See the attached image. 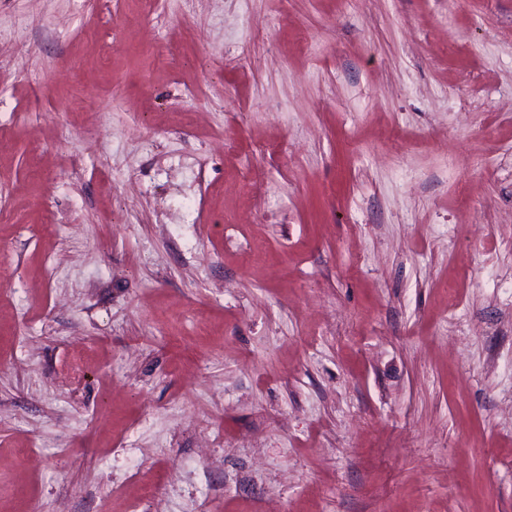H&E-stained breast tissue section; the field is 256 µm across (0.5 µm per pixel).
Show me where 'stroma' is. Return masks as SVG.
<instances>
[{
  "label": "stroma",
  "instance_id": "obj_1",
  "mask_svg": "<svg viewBox=\"0 0 512 512\" xmlns=\"http://www.w3.org/2000/svg\"><path fill=\"white\" fill-rule=\"evenodd\" d=\"M0 33V512H512V0Z\"/></svg>",
  "mask_w": 512,
  "mask_h": 512
}]
</instances>
